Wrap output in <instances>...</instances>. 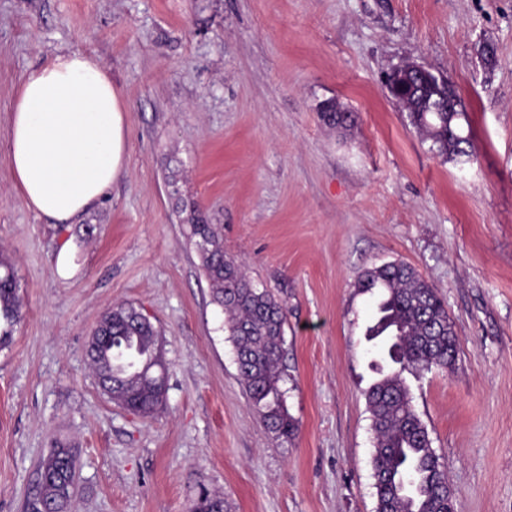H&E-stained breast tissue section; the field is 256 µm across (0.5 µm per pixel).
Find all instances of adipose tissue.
Listing matches in <instances>:
<instances>
[{
	"label": "adipose tissue",
	"mask_w": 512,
	"mask_h": 512,
	"mask_svg": "<svg viewBox=\"0 0 512 512\" xmlns=\"http://www.w3.org/2000/svg\"><path fill=\"white\" fill-rule=\"evenodd\" d=\"M126 107L101 63L76 49L27 73L12 104L9 165L24 205L68 224L126 169Z\"/></svg>",
	"instance_id": "adipose-tissue-1"
}]
</instances>
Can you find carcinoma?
Returning <instances> with one entry per match:
<instances>
[{
    "label": "carcinoma",
    "instance_id": "1",
    "mask_svg": "<svg viewBox=\"0 0 512 512\" xmlns=\"http://www.w3.org/2000/svg\"><path fill=\"white\" fill-rule=\"evenodd\" d=\"M398 83L412 97L411 123L432 148L446 157L470 156L469 140L457 132L459 113L425 111L427 103L437 99L438 87L418 82L405 70ZM179 213L201 258L212 302L225 313L240 383L267 428L286 440L297 430L280 387L286 305L224 254L218 227L203 211L184 204ZM356 288L377 295L374 324L366 335L383 342L371 364L378 378L365 392L373 433L376 512H451L456 500L448 497V471L415 410L403 373L452 367L459 351L455 324L436 290L404 262L365 269ZM18 292L13 267L0 258V348L10 343L20 320ZM158 337L156 327L140 319L134 306L120 305L103 315L87 349L111 398L146 415L157 411L166 393L165 378L151 367ZM74 478L73 451L55 448L39 466L37 493L27 501L26 512H39V504L48 500L57 512H67ZM226 510L224 498L207 492L193 507V512Z\"/></svg>",
    "mask_w": 512,
    "mask_h": 512
}]
</instances>
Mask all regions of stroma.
Segmentation results:
<instances>
[{"instance_id":"obj_1","label":"stroma","mask_w":512,"mask_h":512,"mask_svg":"<svg viewBox=\"0 0 512 512\" xmlns=\"http://www.w3.org/2000/svg\"><path fill=\"white\" fill-rule=\"evenodd\" d=\"M74 48L120 90L128 156L104 197L52 224L13 183L10 112L28 71ZM409 62L455 88L471 156L438 155L390 95ZM329 101L350 126L324 120ZM180 199L287 307L290 440L238 380ZM0 256L22 302L0 349V512H23L57 446L77 454L71 512H191L204 491L229 512H375L373 299L355 283L394 260L435 288L460 339L452 368L405 376L457 508L512 512V0H0ZM120 303L164 343L151 417L88 363Z\"/></svg>"}]
</instances>
